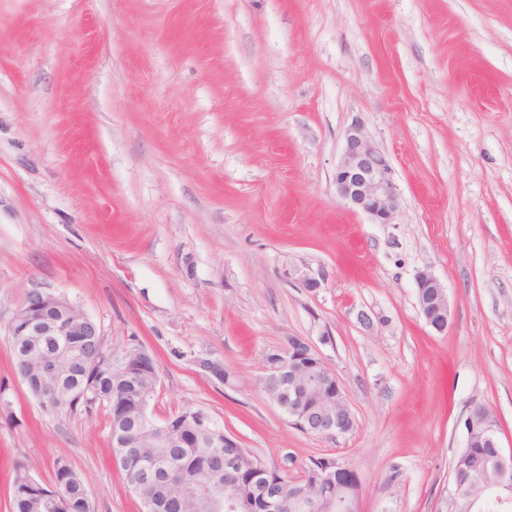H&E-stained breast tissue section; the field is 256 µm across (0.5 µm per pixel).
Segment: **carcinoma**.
<instances>
[{"label":"carcinoma","instance_id":"carcinoma-1","mask_svg":"<svg viewBox=\"0 0 512 512\" xmlns=\"http://www.w3.org/2000/svg\"><path fill=\"white\" fill-rule=\"evenodd\" d=\"M90 353L94 360L83 377L74 378L82 384L85 392L72 399L70 412L91 416L100 406L113 408L110 412L111 426H123L133 415L134 408L144 396L153 392L158 379L157 361L153 354L143 349L138 342L129 343L133 357L124 364L113 363L112 354L96 344V337H89ZM169 433L153 435L145 451L153 458L141 460L133 448H114L113 456L118 460L129 488L137 494L141 503L154 504V512H170L165 506V490L159 484L140 482V470L149 467L159 473L178 471L208 486L205 498H190L182 512H224V498L247 490L251 493L261 489L268 480H287V474L266 465L253 454H248L242 469L232 479L224 480V469L216 460L224 448L215 444L224 439V427L212 421L208 430L199 428L197 409L187 407L168 418ZM485 449L472 442L468 452L458 454L452 463L451 476L464 483L484 472ZM268 469L263 475L258 471ZM56 491L59 496L51 499ZM92 500L87 484L79 471L65 458L54 461L52 488L43 486L30 474L25 465H18L12 485L11 512H92Z\"/></svg>","mask_w":512,"mask_h":512}]
</instances>
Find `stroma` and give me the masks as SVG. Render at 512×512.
Returning <instances> with one entry per match:
<instances>
[{
    "label": "stroma",
    "mask_w": 512,
    "mask_h": 512,
    "mask_svg": "<svg viewBox=\"0 0 512 512\" xmlns=\"http://www.w3.org/2000/svg\"><path fill=\"white\" fill-rule=\"evenodd\" d=\"M355 123L392 167V223L336 194ZM33 291L155 354L157 420L204 409L293 481L348 464L359 512H451L473 407L512 452V0H0V512L14 464L48 486L60 456L95 512H141L109 409L45 412L14 371ZM293 336L340 379L349 434L308 436L264 393ZM416 299L426 324L444 334L448 328L450 304L448 292L429 270H420L415 277Z\"/></svg>",
    "instance_id": "stroma-1"
}]
</instances>
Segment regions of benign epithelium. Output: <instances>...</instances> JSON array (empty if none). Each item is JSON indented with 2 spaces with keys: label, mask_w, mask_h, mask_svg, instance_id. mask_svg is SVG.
<instances>
[{
  "label": "benign epithelium",
  "mask_w": 512,
  "mask_h": 512,
  "mask_svg": "<svg viewBox=\"0 0 512 512\" xmlns=\"http://www.w3.org/2000/svg\"><path fill=\"white\" fill-rule=\"evenodd\" d=\"M336 194L350 208L368 215L375 224H389L400 205V196L392 169L376 144L359 124L345 133L342 159L335 173ZM416 299L426 324L443 334L448 328L450 304L447 289L429 270H420L415 277ZM11 336H99L97 324L76 311L62 296L32 292L28 294L10 321ZM85 364L83 357L63 346L44 352L32 365L54 380L44 396L57 402L60 412L67 411V393L61 387L65 375ZM262 384L273 390L269 400L302 433L315 438H336L351 432L355 417L346 393L336 375L327 367L319 351L303 337L288 340V346L268 354ZM471 431L467 437H477L490 449L497 481L486 484L478 478L469 481L467 493L460 483H453L452 503L455 512H469L490 501L512 508V453H504L499 431L491 412L484 406L474 407L468 416ZM351 467L339 464L322 469L315 486L303 481L293 482L294 500L313 499L316 488L336 486V496L328 501L329 512H359V492H349L338 481L337 473ZM288 499L285 485L276 481L265 485L263 500L266 512H281Z\"/></svg>",
  "instance_id": "obj_1"
}]
</instances>
